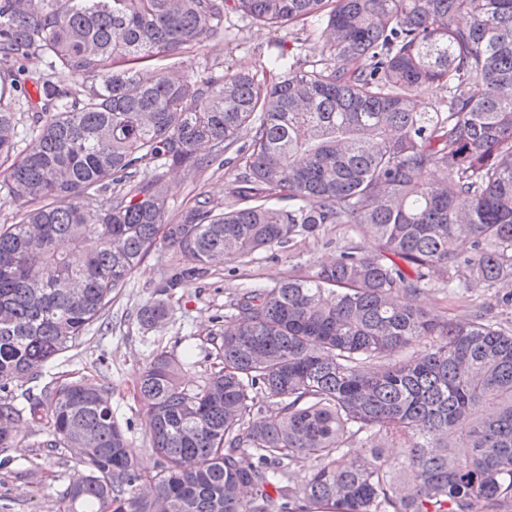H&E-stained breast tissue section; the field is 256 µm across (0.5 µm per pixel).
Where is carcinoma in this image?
I'll use <instances>...</instances> for the list:
<instances>
[{"instance_id":"1","label":"carcinoma","mask_w":512,"mask_h":512,"mask_svg":"<svg viewBox=\"0 0 512 512\" xmlns=\"http://www.w3.org/2000/svg\"><path fill=\"white\" fill-rule=\"evenodd\" d=\"M229 1L272 30L312 26L321 58L143 70L216 37ZM435 83L448 96L415 111ZM218 161L236 171L224 209L202 198L168 222L163 169ZM4 164L16 211L0 224V391L109 327L152 253L168 294L331 224L374 241L236 293L203 385L152 355L135 389L160 464L145 481L107 385L48 388L26 411L0 396V448L25 415L48 424L41 447L86 449L63 512H512V330L479 303L448 318L420 300L512 285V0H0ZM169 315L154 299L136 320ZM420 339L427 353L405 357ZM354 443L367 453L347 460ZM386 446L403 448L400 479Z\"/></svg>"}]
</instances>
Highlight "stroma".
<instances>
[{
    "label": "stroma",
    "instance_id": "obj_1",
    "mask_svg": "<svg viewBox=\"0 0 512 512\" xmlns=\"http://www.w3.org/2000/svg\"><path fill=\"white\" fill-rule=\"evenodd\" d=\"M300 34V28L286 26L274 31L229 10L224 15L223 36L189 46L177 56L156 57L146 62L145 68L162 72L209 69L216 74L228 67L251 69L277 42L286 50H301L307 60L320 59L321 41L312 37L300 45L296 42ZM233 178V170L213 166L197 172H167L169 220H177L200 197L223 204ZM351 244L368 247L372 240L363 231L348 232L336 226L328 227L320 242L296 239L288 246L260 255L252 264L240 267L236 275L224 271L208 284L178 290L169 299L171 318L162 325L145 328L137 323L135 311L154 297L164 262L163 254H153L113 301L107 314L110 330L91 328L78 345L47 364L38 379L13 387L14 400L22 406L28 396L40 395L44 387L80 379L106 383L112 389V411L128 429L141 471L154 475L157 457L151 448L146 413L134 396L136 382L150 355L160 350L173 353L186 363V381L194 386L201 384L211 368L209 352L212 335L219 328L217 318L239 289L273 287L289 274L310 270L324 253ZM475 298L487 303L494 319L512 328V303H499L491 290L476 288L466 295L435 288L423 294L421 300L432 313L454 316ZM44 438L37 426L24 419L13 446L0 450V512H62L61 493L80 466L70 449L42 447Z\"/></svg>",
    "mask_w": 512,
    "mask_h": 512
}]
</instances>
